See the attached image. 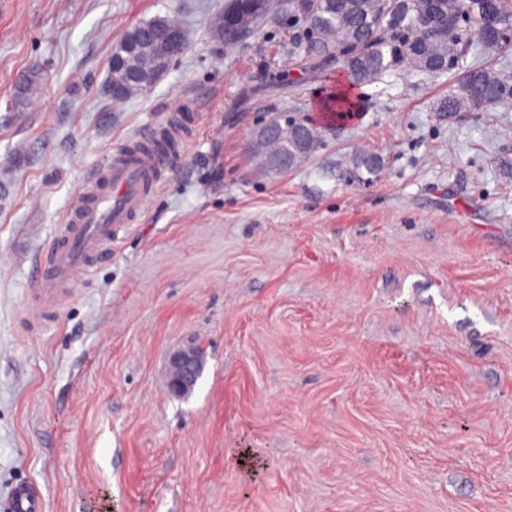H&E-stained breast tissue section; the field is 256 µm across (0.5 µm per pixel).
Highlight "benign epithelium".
<instances>
[{"label": "benign epithelium", "mask_w": 512, "mask_h": 512, "mask_svg": "<svg viewBox=\"0 0 512 512\" xmlns=\"http://www.w3.org/2000/svg\"><path fill=\"white\" fill-rule=\"evenodd\" d=\"M156 47V66L146 65L138 58L115 61L110 64L108 90L112 100L117 101L126 96H134L147 91L153 86L155 70L169 68L174 55L186 44L182 27L166 18L158 19L150 30L136 31L130 40L136 43ZM203 367V355L196 348L178 349L169 357L167 388L178 397L190 394L200 378Z\"/></svg>", "instance_id": "benign-epithelium-1"}]
</instances>
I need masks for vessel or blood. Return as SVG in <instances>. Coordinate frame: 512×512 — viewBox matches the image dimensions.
Segmentation results:
<instances>
[{"mask_svg": "<svg viewBox=\"0 0 512 512\" xmlns=\"http://www.w3.org/2000/svg\"><path fill=\"white\" fill-rule=\"evenodd\" d=\"M159 136L156 130L140 134L115 148L111 161L80 191L65 224L58 226L50 259L36 279L34 303L40 312L56 309L67 285L134 222L160 177L171 170L175 154L154 148ZM43 509L42 498L27 485L0 498V512Z\"/></svg>", "mask_w": 512, "mask_h": 512, "instance_id": "b4317fda", "label": "vessel or blood"}]
</instances>
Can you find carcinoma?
Wrapping results in <instances>:
<instances>
[{"label": "carcinoma", "instance_id": "obj_1", "mask_svg": "<svg viewBox=\"0 0 512 512\" xmlns=\"http://www.w3.org/2000/svg\"><path fill=\"white\" fill-rule=\"evenodd\" d=\"M284 7L304 24L298 43L306 54L336 56L345 83L327 110L338 118L357 108L351 88L401 69L452 74L437 112H494L512 102V81L495 69L512 49V41L498 36L499 30L512 29V0H284ZM42 83L35 71L23 75L15 86L14 110L24 109ZM325 129L295 112L279 128L253 135L252 148L264 172L276 173L280 158L288 159L291 172L322 148ZM383 165L379 153L357 149L338 175L369 181Z\"/></svg>", "mask_w": 512, "mask_h": 512}]
</instances>
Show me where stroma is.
<instances>
[{
	"label": "stroma",
	"instance_id": "obj_1",
	"mask_svg": "<svg viewBox=\"0 0 512 512\" xmlns=\"http://www.w3.org/2000/svg\"><path fill=\"white\" fill-rule=\"evenodd\" d=\"M226 0H0V497L45 512H512V108L434 111L401 70L298 169L250 150L318 114L330 56L271 12L232 48ZM157 16L185 52L113 103V44ZM44 82L20 112L18 79ZM177 120L175 167L51 316L36 266L117 144ZM371 183L322 179L358 148ZM205 370L167 389L170 354ZM263 466L249 480L236 457ZM203 355L196 348L178 349L169 357L167 388L178 397L190 394L200 378ZM42 498L28 485H18L0 498L1 512H43Z\"/></svg>",
	"mask_w": 512,
	"mask_h": 512
}]
</instances>
